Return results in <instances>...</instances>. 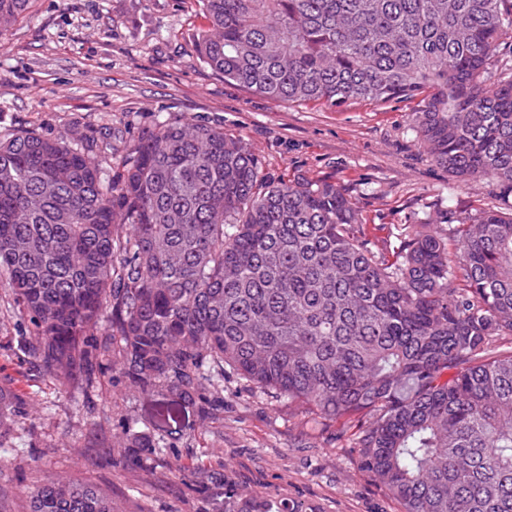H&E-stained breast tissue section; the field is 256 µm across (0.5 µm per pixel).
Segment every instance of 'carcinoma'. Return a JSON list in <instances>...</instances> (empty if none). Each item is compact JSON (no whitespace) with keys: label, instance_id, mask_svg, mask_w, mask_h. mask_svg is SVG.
<instances>
[{"label":"carcinoma","instance_id":"obj_1","mask_svg":"<svg viewBox=\"0 0 512 512\" xmlns=\"http://www.w3.org/2000/svg\"><path fill=\"white\" fill-rule=\"evenodd\" d=\"M212 71L273 103L420 99L418 140L465 180L512 188V0H200ZM30 0H0V37ZM369 246L338 185L268 183L216 126L163 122L104 179L90 146L0 139V276L33 325L21 352L85 389L224 387L314 406L352 432L401 512H512V202L443 237ZM166 448L131 443L132 462ZM30 512H114L96 488L35 489Z\"/></svg>","mask_w":512,"mask_h":512}]
</instances>
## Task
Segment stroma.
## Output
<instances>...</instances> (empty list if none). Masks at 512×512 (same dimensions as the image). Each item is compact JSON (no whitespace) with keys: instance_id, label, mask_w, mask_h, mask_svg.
<instances>
[{"instance_id":"35a3bbf8","label":"stroma","mask_w":512,"mask_h":512,"mask_svg":"<svg viewBox=\"0 0 512 512\" xmlns=\"http://www.w3.org/2000/svg\"><path fill=\"white\" fill-rule=\"evenodd\" d=\"M206 24L199 0H31L0 36V138L22 131L108 139L106 174L129 143L160 121L223 127L255 155L267 181L294 177L342 186L363 217L372 249L395 243L402 225L452 222L498 205L505 186L461 182L436 165L413 130L417 103L276 104L202 64L194 51ZM32 326L0 278V512H29L38 487L70 480L111 498L115 512H399L361 469L350 436L310 429L284 399L261 394L232 370L223 404L202 420L197 403L164 389L142 394L121 378L92 393L41 372L17 350ZM135 438L163 441L153 466L120 464ZM218 482L203 489L195 471Z\"/></svg>"}]
</instances>
